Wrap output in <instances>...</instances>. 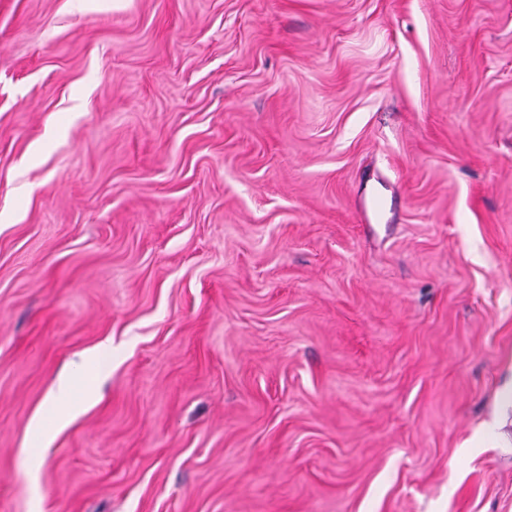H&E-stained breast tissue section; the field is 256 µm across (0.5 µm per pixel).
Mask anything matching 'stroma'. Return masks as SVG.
<instances>
[{
    "label": "stroma",
    "mask_w": 512,
    "mask_h": 512,
    "mask_svg": "<svg viewBox=\"0 0 512 512\" xmlns=\"http://www.w3.org/2000/svg\"><path fill=\"white\" fill-rule=\"evenodd\" d=\"M0 512H512V0H0ZM73 385L70 374H62L52 390L48 407L54 411L57 425L66 424L76 412L72 403Z\"/></svg>",
    "instance_id": "1"
}]
</instances>
